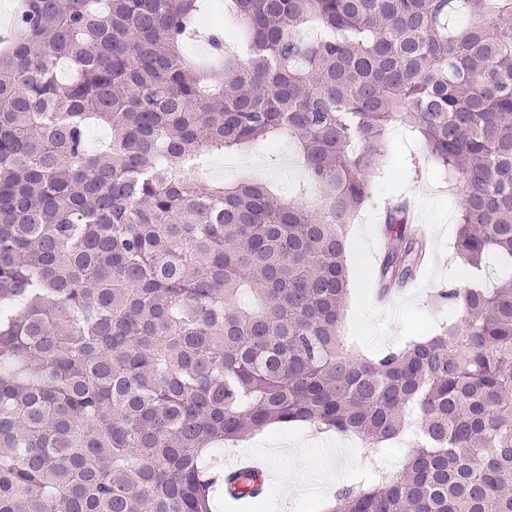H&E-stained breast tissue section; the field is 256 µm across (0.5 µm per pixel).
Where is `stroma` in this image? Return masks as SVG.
Returning a JSON list of instances; mask_svg holds the SVG:
<instances>
[{"mask_svg":"<svg viewBox=\"0 0 512 512\" xmlns=\"http://www.w3.org/2000/svg\"><path fill=\"white\" fill-rule=\"evenodd\" d=\"M381 151L384 164L368 177V198L347 227V259L353 272L344 310L341 336L355 351L371 356L380 351L433 335L445 312L433 303L441 288H463L466 279L456 268L453 254L458 230L460 187H449L421 139L404 124L391 127ZM252 174L284 188L302 181L305 171L292 146L284 144L276 164H269L263 150L213 156L206 178L233 183ZM409 199L415 220L426 232L428 252L413 279L396 288L386 299H378L377 272L382 255L381 227L389 203ZM293 443L299 456L282 458L274 448ZM263 447L269 454L267 497L285 498V512H322L329 496L349 485L354 470L337 467L322 483H308V476L327 460L325 448L352 449L357 458L365 450L353 438L318 433L305 423L275 426L249 434L234 444L214 446L209 462L224 460L236 452Z\"/></svg>","mask_w":512,"mask_h":512,"instance_id":"35a3bbf8","label":"stroma"}]
</instances>
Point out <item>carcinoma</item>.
Returning a JSON list of instances; mask_svg holds the SVG:
<instances>
[{"mask_svg": "<svg viewBox=\"0 0 512 512\" xmlns=\"http://www.w3.org/2000/svg\"><path fill=\"white\" fill-rule=\"evenodd\" d=\"M467 2L451 32L454 0H224L232 33L208 0H24L0 48V512H212L216 441L305 422L382 450L413 416L404 465L325 512H512V0ZM395 124L463 184L470 284L437 292L461 315L435 335L366 356L340 334L346 226ZM282 139L294 193L203 182ZM407 224L387 209L383 293L424 259Z\"/></svg>", "mask_w": 512, "mask_h": 512, "instance_id": "cac0c4a2", "label": "carcinoma"}]
</instances>
